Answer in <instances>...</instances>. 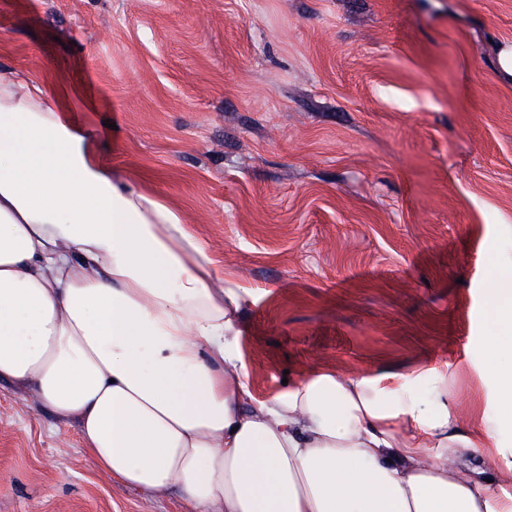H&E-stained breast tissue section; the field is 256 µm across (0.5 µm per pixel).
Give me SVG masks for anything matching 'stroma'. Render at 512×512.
Instances as JSON below:
<instances>
[{"mask_svg":"<svg viewBox=\"0 0 512 512\" xmlns=\"http://www.w3.org/2000/svg\"><path fill=\"white\" fill-rule=\"evenodd\" d=\"M512 0H0V59L179 211L225 280L252 395L317 371L458 426L512 497L488 341L512 278ZM0 512H196L113 480L0 381Z\"/></svg>","mask_w":512,"mask_h":512,"instance_id":"1","label":"stroma"}]
</instances>
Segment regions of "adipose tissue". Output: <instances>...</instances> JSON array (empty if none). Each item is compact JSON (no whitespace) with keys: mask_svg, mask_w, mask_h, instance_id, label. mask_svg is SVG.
Instances as JSON below:
<instances>
[{"mask_svg":"<svg viewBox=\"0 0 512 512\" xmlns=\"http://www.w3.org/2000/svg\"><path fill=\"white\" fill-rule=\"evenodd\" d=\"M238 288L182 215L103 162L44 86L0 60V380L77 422L95 465L198 512H512L434 409L367 377L254 401Z\"/></svg>","mask_w":512,"mask_h":512,"instance_id":"adipose-tissue-1","label":"adipose tissue"}]
</instances>
